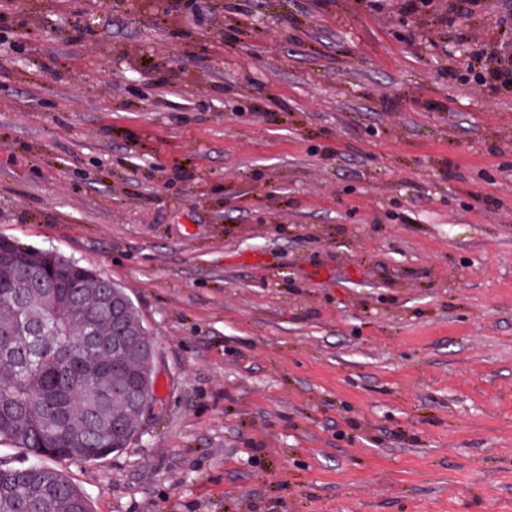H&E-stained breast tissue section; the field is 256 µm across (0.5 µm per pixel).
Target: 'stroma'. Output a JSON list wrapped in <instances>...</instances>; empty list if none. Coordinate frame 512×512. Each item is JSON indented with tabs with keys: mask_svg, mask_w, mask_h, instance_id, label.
<instances>
[{
	"mask_svg": "<svg viewBox=\"0 0 512 512\" xmlns=\"http://www.w3.org/2000/svg\"><path fill=\"white\" fill-rule=\"evenodd\" d=\"M0 0V239L124 288L159 409L91 512H512V0Z\"/></svg>",
	"mask_w": 512,
	"mask_h": 512,
	"instance_id": "obj_1",
	"label": "stroma"
}]
</instances>
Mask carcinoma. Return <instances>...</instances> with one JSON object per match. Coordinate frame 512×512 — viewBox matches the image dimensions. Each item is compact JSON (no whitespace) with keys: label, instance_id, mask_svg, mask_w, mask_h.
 <instances>
[{"label":"carcinoma","instance_id":"carcinoma-1","mask_svg":"<svg viewBox=\"0 0 512 512\" xmlns=\"http://www.w3.org/2000/svg\"><path fill=\"white\" fill-rule=\"evenodd\" d=\"M16 258L3 261L0 273V341L10 340L28 313L50 317L46 335L31 336L21 354L0 351V439L27 449L34 462L11 466L0 462V512H90L85 494L46 460L88 462L125 447L139 429L128 418L121 434H112V419L127 412L112 389L127 378L153 388V351H112V312L102 305L104 278L77 261H65L53 288L31 285L17 297L24 259L56 260L51 252L13 245ZM92 319L98 344L93 352L71 355L90 378L80 384L59 374L56 352L66 335L80 333Z\"/></svg>","mask_w":512,"mask_h":512}]
</instances>
